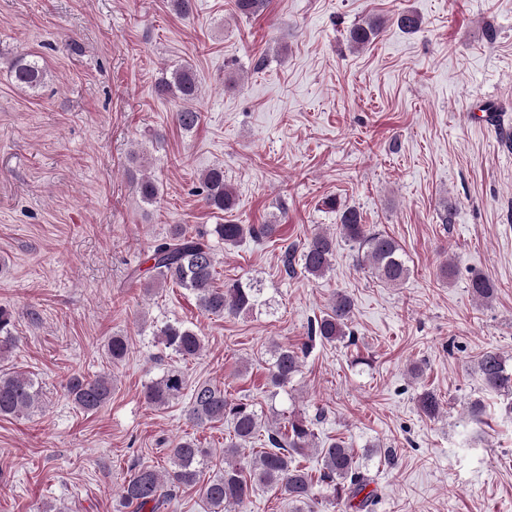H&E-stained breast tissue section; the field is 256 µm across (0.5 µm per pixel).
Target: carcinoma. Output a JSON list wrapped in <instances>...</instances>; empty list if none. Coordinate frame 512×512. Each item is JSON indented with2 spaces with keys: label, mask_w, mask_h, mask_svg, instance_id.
<instances>
[{
  "label": "carcinoma",
  "mask_w": 512,
  "mask_h": 512,
  "mask_svg": "<svg viewBox=\"0 0 512 512\" xmlns=\"http://www.w3.org/2000/svg\"><path fill=\"white\" fill-rule=\"evenodd\" d=\"M267 0H235L242 15L250 16L264 10ZM396 24L408 33L421 28V16L412 10L398 15ZM382 23L369 20L349 30L348 40L356 48L371 43ZM13 83L25 90H36L46 81L47 72L36 56L17 55L10 66ZM157 92L178 102L174 113L177 125L191 131L199 125L200 113L193 103L199 96L196 73L189 66H179L162 75L156 85ZM202 194L207 206L219 211H230L236 205L235 192L224 180V169H208L201 178ZM137 192L143 201L155 202L160 195L158 182L143 175L136 181ZM338 228L345 240L357 248V265L369 269L381 282L399 287L407 280L410 269L403 249L391 236L369 228L362 223L360 212L345 207L339 212ZM277 224H216L209 231L188 232L180 224L171 227L168 236L156 243L147 254L149 266L136 269L132 277L148 276V283H172L195 295L200 308L212 315H238L266 305L263 289L252 280H236L222 288L216 280L215 243L235 246L246 237L269 238L278 231ZM336 236L317 230L302 246L286 250L283 263L286 272L294 271L293 261L299 259L304 271L313 277H322L332 270L335 261ZM473 294L480 300L493 297L495 288L482 275L471 280ZM354 304L351 297L338 292L326 310L308 326V343L301 347L279 345L272 351L269 382L276 389H284L301 371L309 343L319 340L355 342L351 330ZM13 312L0 307V355L15 343L12 334ZM155 339L181 360L198 357L204 350L202 337L194 329L180 322H166L153 329ZM112 361L123 360L128 352L125 337L115 335L107 342ZM483 383L490 389L506 395L512 393V370L507 358L489 350L477 362ZM67 394L75 406L93 412L112 397V377L100 374L93 378L73 375L69 378ZM187 380L182 368L170 365L163 374L147 382L143 397L151 405L164 406L183 398ZM41 395L39 383L30 374L20 371L0 373V416H20L37 407ZM185 416L197 426L224 421L230 426L224 441V471L205 477L204 471L212 451L192 438H181L167 449L169 467L160 471L156 466L141 465L134 470L121 488L122 504L134 512H158L181 489H194L204 500L210 512H232L243 506L258 487L280 493L292 503L294 512H316L326 503L339 512L357 509L365 512L374 503L372 493L365 492L368 476L360 470L354 449L345 440L332 439L323 447L315 448L316 435L313 422L301 415H292L284 425H261L255 405L242 398L224 393L217 384L202 382L190 391ZM418 407L427 417L440 413L441 404L432 392L418 397ZM317 449L320 465L314 470L301 464L300 458L308 450Z\"/></svg>",
  "instance_id": "obj_1"
}]
</instances>
